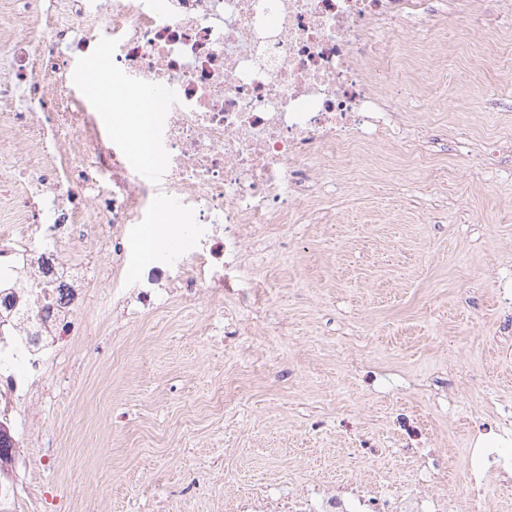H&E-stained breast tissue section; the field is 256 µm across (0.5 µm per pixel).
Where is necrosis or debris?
<instances>
[{"mask_svg":"<svg viewBox=\"0 0 512 512\" xmlns=\"http://www.w3.org/2000/svg\"><path fill=\"white\" fill-rule=\"evenodd\" d=\"M457 0H0V425L14 445L0 458V512H47L45 459L34 454L40 407L76 321L95 333L81 290L108 300L120 327L176 295L221 312L248 305L237 278L249 240L309 209L336 157L369 159L400 126L379 111L371 76L387 58L405 77L407 33L432 35ZM88 70L110 60L121 96L161 89L152 130L156 172L141 177L120 138L62 89L73 57ZM29 107L12 110L19 87ZM71 132L43 128L39 108ZM80 181L87 196L68 191ZM173 200L164 269L129 281L142 224L159 197ZM111 250L90 265L81 246ZM393 468L380 492L319 480L288 498L240 490L230 512H457L447 493L407 492Z\"/></svg>","mask_w":512,"mask_h":512,"instance_id":"necrosis-or-debris-1","label":"necrosis or debris"}]
</instances>
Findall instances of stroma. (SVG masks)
<instances>
[{"mask_svg": "<svg viewBox=\"0 0 512 512\" xmlns=\"http://www.w3.org/2000/svg\"><path fill=\"white\" fill-rule=\"evenodd\" d=\"M476 11L496 4L439 18L444 46L411 38L427 63L419 92L386 95L400 137L440 129L432 175L372 187L361 171L320 193L324 223L273 225L287 249L247 266L265 320L238 313L233 338L204 305L173 299L123 333L77 335L56 379L65 395L40 424L51 512H71L75 473L99 512H163L184 492L187 453L208 468L192 512H224L244 475L276 497L335 474L382 489L402 459L411 490L429 494L435 463L463 471L485 439L512 457V152L481 161L512 144V23L483 38Z\"/></svg>", "mask_w": 512, "mask_h": 512, "instance_id": "obj_1", "label": "stroma"}]
</instances>
